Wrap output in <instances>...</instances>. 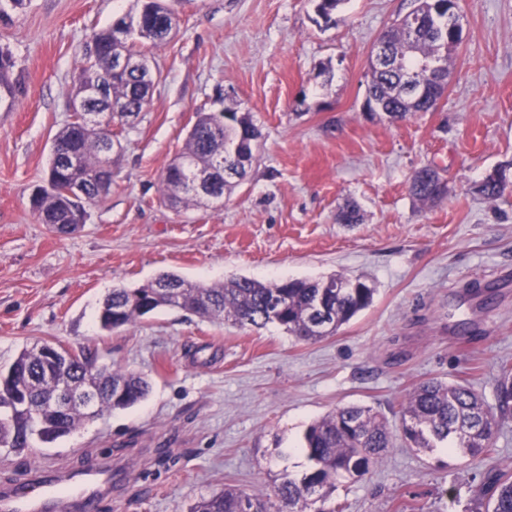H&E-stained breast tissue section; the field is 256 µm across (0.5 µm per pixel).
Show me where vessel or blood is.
Returning a JSON list of instances; mask_svg holds the SVG:
<instances>
[{"label": "vessel or blood", "mask_w": 512, "mask_h": 512, "mask_svg": "<svg viewBox=\"0 0 512 512\" xmlns=\"http://www.w3.org/2000/svg\"><path fill=\"white\" fill-rule=\"evenodd\" d=\"M112 491V465L101 462L77 472L33 471L20 487L0 489V512H100Z\"/></svg>", "instance_id": "obj_1"}]
</instances>
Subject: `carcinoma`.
<instances>
[{
  "label": "carcinoma",
  "instance_id": "cac0c4a2",
  "mask_svg": "<svg viewBox=\"0 0 512 512\" xmlns=\"http://www.w3.org/2000/svg\"><path fill=\"white\" fill-rule=\"evenodd\" d=\"M141 7L118 16L112 24L94 32V52L80 66L74 98L84 96L87 84H95L99 97L91 111L105 112L112 101L122 100L129 114L139 116L151 98L154 73L140 43L156 46L167 40L171 28L168 0H140ZM459 0H438L439 11L430 0L418 10L424 14L420 27L412 32L398 21L384 32L381 40L398 63V69L370 67L367 99L382 105L387 117L401 120L416 112H428L437 103L448 78L449 54L462 42V32L448 18V9H457ZM136 20L141 23L136 37L121 41L117 31ZM127 57V66L118 71L113 57ZM16 61L10 49L0 46V103L13 104L22 92L15 73ZM426 81L425 93L415 99L401 89L406 75ZM257 130L251 120L233 109L199 112L188 134L185 149L165 165L160 193L174 207H198L202 204L224 206V191L233 184L224 178V170L233 166L226 148L237 143L239 128ZM113 136L99 127L72 121L55 135L58 150L52 153L46 183L36 187L31 201L35 219L53 231L73 230L81 224L84 211L61 193L71 182L80 183L94 201L112 187V158L101 153L100 144H112ZM189 157L196 167L212 170L210 176L218 190L212 200L192 196L185 190L191 170L184 166ZM428 168L415 172L410 193L422 204L437 201ZM374 289L359 277L343 273L325 279H295L282 283H263L239 276L222 283L188 281L174 273H162L136 288H114L103 300L98 321L112 331L136 322L163 307L176 308L201 319L220 318L239 326L256 329L277 323L302 341H318L333 336L342 325L367 308ZM69 364L64 371L47 358L30 350L22 351L11 364L16 383L21 385L20 399L43 406L34 421L18 410L15 401L0 394V443L11 448L29 447L33 436L52 442L73 432L85 421L76 406L57 410L49 405L53 390L47 379L59 374L75 390L93 386L99 390L98 412L126 409L142 401L149 384L140 375L106 366L89 369L94 354L88 349L67 352ZM495 407L471 386L438 379L425 381L409 393L401 412L402 437L412 448L431 451L447 448L471 458L487 457L494 451L493 436L498 423L512 419V363L499 364L495 386ZM396 434L381 414L357 405L340 407L310 426L305 435V451L312 467L301 477L285 475L272 489V498L263 500L233 487L200 499L189 512H342L333 493L336 483L357 480L394 447ZM485 512H512V476L496 475L485 486Z\"/></svg>",
  "mask_w": 512,
  "mask_h": 512
}]
</instances>
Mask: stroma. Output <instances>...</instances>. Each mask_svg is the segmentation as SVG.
<instances>
[{"label":"stroma","mask_w":512,"mask_h":512,"mask_svg":"<svg viewBox=\"0 0 512 512\" xmlns=\"http://www.w3.org/2000/svg\"><path fill=\"white\" fill-rule=\"evenodd\" d=\"M135 0H27L0 20L25 93L0 107V368L22 348L95 351L100 365L144 376L147 397L70 435L0 447V486L29 466L70 471L112 460L105 512H188L231 485L263 498L302 476L308 427L336 408L371 407L399 427L421 381L465 382L493 401L512 362V190L475 186L512 175V0H462L463 42L430 112L402 120L364 110L369 57L414 0H344L331 22L316 0H177L178 32L150 49L151 105L123 135L112 188L70 234L37 223L55 134L71 119L76 67L94 31ZM249 115L259 151L224 206L175 210L157 191L195 114ZM430 165L449 183L441 202L409 193ZM355 201L360 223L336 221ZM161 272L193 281L363 277L371 304L336 335L297 340L174 308L102 330L118 287ZM490 458L396 440L381 462L337 487L345 512H476L497 470L512 468V419Z\"/></svg>","instance_id":"35a3bbf8"}]
</instances>
